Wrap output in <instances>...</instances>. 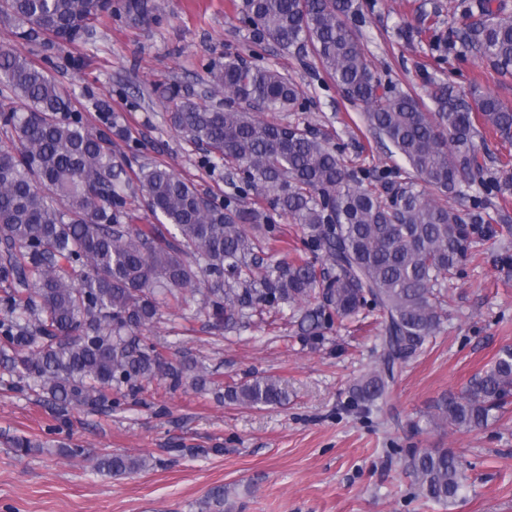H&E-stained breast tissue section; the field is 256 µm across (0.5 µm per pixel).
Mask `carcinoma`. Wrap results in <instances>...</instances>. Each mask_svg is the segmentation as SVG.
I'll return each mask as SVG.
<instances>
[{
    "label": "carcinoma",
    "mask_w": 512,
    "mask_h": 512,
    "mask_svg": "<svg viewBox=\"0 0 512 512\" xmlns=\"http://www.w3.org/2000/svg\"><path fill=\"white\" fill-rule=\"evenodd\" d=\"M252 21L279 46L311 52L341 94L367 107L364 123L412 170L381 189L355 179L328 142L297 125L254 115L286 110L300 95L277 69L226 57L212 72L228 102L208 108L185 99L169 113L185 142L237 168L271 210L298 224L304 249L264 264L277 241L262 207L230 199L218 205L163 164L144 166L139 187L157 217L139 224L125 209L112 135L70 118L72 100L28 55L0 48V280L20 287L4 299L0 344L13 351L8 371L36 383L61 412L110 407L112 391L135 394L160 381L172 390H204L208 371L175 363L144 335L161 310L183 307L205 286L209 316L235 328L288 304L304 310L299 342L318 347L325 333L365 310L378 326L376 365L348 390V405L386 403L402 367L441 327V288L469 249L497 236L468 224L436 194L465 196L484 170L475 143L488 129L512 145V107L474 86L467 94L439 85L436 111L409 94L391 96L367 63L345 21L352 0H249ZM134 19H153L151 0H126ZM462 44L500 73H512V17L492 0H461ZM109 7L102 0H0V18L29 43L64 46L91 35ZM222 397L249 407L285 406L288 391L272 376L227 386ZM512 406V346L474 374L459 395L436 402L426 424L456 431L503 418ZM417 495L452 506L467 485L450 448L401 449ZM98 469L125 476L148 467L142 456L114 452Z\"/></svg>",
    "instance_id": "obj_1"
}]
</instances>
